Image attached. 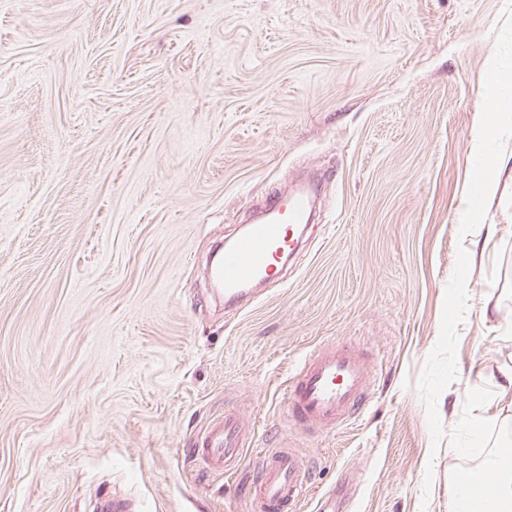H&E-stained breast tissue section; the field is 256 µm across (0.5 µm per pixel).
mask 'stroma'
Instances as JSON below:
<instances>
[{"instance_id":"35a3bbf8","label":"stroma","mask_w":512,"mask_h":512,"mask_svg":"<svg viewBox=\"0 0 512 512\" xmlns=\"http://www.w3.org/2000/svg\"><path fill=\"white\" fill-rule=\"evenodd\" d=\"M500 59L512 0H0V512H247L259 456L193 453L227 411L307 462L292 512H448L512 445V171L477 201L472 140ZM302 167L311 245L216 305L212 247ZM468 218L497 227L476 259ZM332 339L374 385L347 426L291 427L286 380Z\"/></svg>"}]
</instances>
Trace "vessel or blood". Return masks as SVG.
Segmentation results:
<instances>
[{"instance_id":"vessel-or-blood-1","label":"vessel or blood","mask_w":512,"mask_h":512,"mask_svg":"<svg viewBox=\"0 0 512 512\" xmlns=\"http://www.w3.org/2000/svg\"><path fill=\"white\" fill-rule=\"evenodd\" d=\"M314 185L293 194L273 193L242 233L225 246L211 275L235 304L258 281L276 282L281 264L298 246L296 232L306 224ZM373 385L360 355L343 341L326 344L304 356L291 374L287 390L288 419L302 428L333 430L347 424ZM245 425L227 413L213 420L198 439L195 454L209 470L230 472L245 447ZM308 477L300 454L287 447L264 451L262 466L248 499L251 512H284L300 502Z\"/></svg>"}]
</instances>
